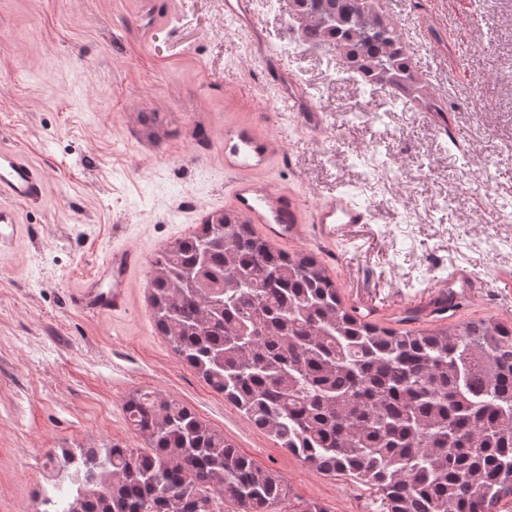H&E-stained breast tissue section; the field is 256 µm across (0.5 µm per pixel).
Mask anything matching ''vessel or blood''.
<instances>
[{"label": "vessel or blood", "instance_id": "obj_1", "mask_svg": "<svg viewBox=\"0 0 512 512\" xmlns=\"http://www.w3.org/2000/svg\"><path fill=\"white\" fill-rule=\"evenodd\" d=\"M225 17L237 22L252 38H260L253 0H224ZM267 81L277 90V102L283 110L296 113L307 130H321L322 118L305 88L278 59H270ZM274 142L253 122L238 123L224 130V169L234 173L231 205L235 211L259 226L262 234L277 243H292L305 236L298 197L257 178V171L269 164ZM46 195L42 173L17 151L0 147V250L9 248L21 231L20 207L40 204ZM372 212L354 204L346 196L333 195L315 208L313 225L319 238L332 241L342 224H368ZM143 263L142 255L126 246L108 251L96 273L86 279L71 297L78 309L95 315L125 312L129 304V284L133 272ZM476 283L469 268L455 266L448 279L439 283L433 296L423 305V313L446 310L447 297L469 292Z\"/></svg>", "mask_w": 512, "mask_h": 512}]
</instances>
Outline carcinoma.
<instances>
[{"label": "carcinoma", "mask_w": 512, "mask_h": 512, "mask_svg": "<svg viewBox=\"0 0 512 512\" xmlns=\"http://www.w3.org/2000/svg\"><path fill=\"white\" fill-rule=\"evenodd\" d=\"M376 0H290L298 38L332 44L363 85L444 116ZM155 331L258 430L381 512H500L512 501V324L397 332L344 304L311 253L215 211L153 262ZM145 448L47 454L72 488L52 512H274L287 495L189 406L154 391L124 403Z\"/></svg>", "instance_id": "obj_1"}]
</instances>
